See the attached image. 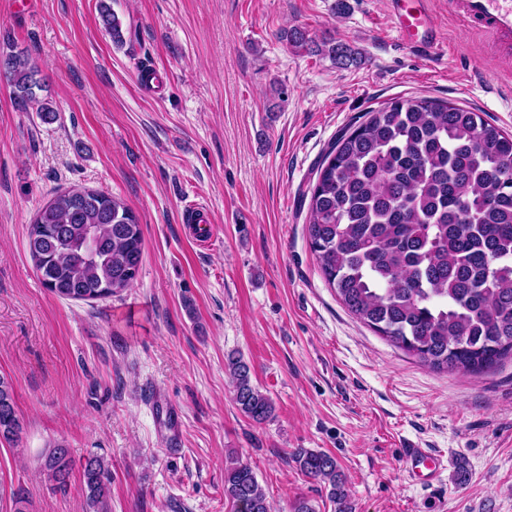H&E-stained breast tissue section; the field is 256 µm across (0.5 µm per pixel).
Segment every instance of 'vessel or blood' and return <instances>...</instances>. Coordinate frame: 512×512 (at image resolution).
Masks as SVG:
<instances>
[{
    "instance_id": "vessel-or-blood-1",
    "label": "vessel or blood",
    "mask_w": 512,
    "mask_h": 512,
    "mask_svg": "<svg viewBox=\"0 0 512 512\" xmlns=\"http://www.w3.org/2000/svg\"><path fill=\"white\" fill-rule=\"evenodd\" d=\"M430 0H388L387 11L398 38L405 44L421 45L438 51L442 48L437 21L428 7ZM460 19L473 29L488 30L502 39H512V0H460ZM153 405L164 416L163 428L168 446H175L182 429L179 411L164 398L155 397ZM411 476L430 481L446 468L444 454L419 445L407 444L402 452Z\"/></svg>"
}]
</instances>
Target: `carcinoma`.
Returning <instances> with one entry per match:
<instances>
[{"mask_svg": "<svg viewBox=\"0 0 512 512\" xmlns=\"http://www.w3.org/2000/svg\"><path fill=\"white\" fill-rule=\"evenodd\" d=\"M104 30L123 41L122 23L100 4ZM280 39L335 63L359 52L333 39L320 43L298 27ZM3 75L18 107L53 119L41 100L38 69L22 52L5 57ZM512 133L448 101L408 97L368 113L331 146L318 167L308 205L307 239L326 283L345 308L377 334L450 374L479 375L512 358ZM143 233L133 211L111 195L73 187L40 208L28 248L45 288L78 301L109 298L130 287L142 259ZM234 400L257 424L275 405L253 383L250 365L229 356ZM11 379L0 376V442L21 443ZM54 488L67 491L68 449L42 453ZM298 469L324 484L334 512H356L335 457L293 452ZM88 512H109L104 457L81 466ZM224 498L233 512H269L253 468L236 458L224 467Z\"/></svg>", "mask_w": 512, "mask_h": 512, "instance_id": "obj_1", "label": "carcinoma"}]
</instances>
